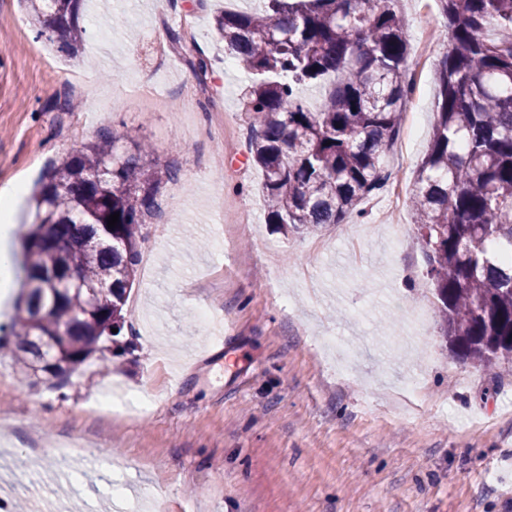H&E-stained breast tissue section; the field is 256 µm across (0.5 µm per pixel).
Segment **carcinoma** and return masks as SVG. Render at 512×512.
<instances>
[{"label":"carcinoma","instance_id":"obj_1","mask_svg":"<svg viewBox=\"0 0 512 512\" xmlns=\"http://www.w3.org/2000/svg\"><path fill=\"white\" fill-rule=\"evenodd\" d=\"M28 2L37 36L77 53L85 0ZM435 2L448 44L434 63L435 126L410 202L441 333L490 371L512 364V261L499 259L512 252V0ZM213 27L251 74L244 111L268 223L284 232L342 223L384 186L383 158L411 101L399 0H261L216 14ZM171 42L205 80L206 56L176 31ZM322 81L312 111L297 86ZM147 156L104 128L39 176L33 224L20 232L14 328L0 336L24 375L48 355L41 371L53 388L100 343H118L159 185L179 180Z\"/></svg>","mask_w":512,"mask_h":512}]
</instances>
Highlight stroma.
<instances>
[{"label": "stroma", "mask_w": 512, "mask_h": 512, "mask_svg": "<svg viewBox=\"0 0 512 512\" xmlns=\"http://www.w3.org/2000/svg\"><path fill=\"white\" fill-rule=\"evenodd\" d=\"M251 6L86 0L85 41L69 57L37 38L25 0H0V185L104 128L180 170L147 224L122 349L57 391L0 349V425L11 432L0 497L27 512H102L118 485L140 512H512V364L488 372L448 349L409 205L401 250L380 227L385 188L336 226L268 224L249 160L250 76L213 31L217 12ZM399 7L414 70L421 34L441 18L434 0ZM173 30L209 58L206 84L169 47ZM67 98L74 109L59 111ZM403 122L409 148L385 165L408 191L435 124L431 70ZM132 394L149 411L96 409ZM34 433L50 442L35 464Z\"/></svg>", "instance_id": "1"}]
</instances>
